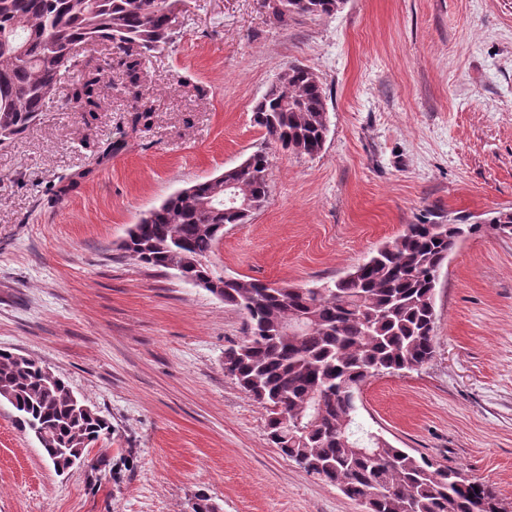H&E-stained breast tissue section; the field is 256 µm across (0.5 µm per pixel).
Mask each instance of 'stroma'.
Wrapping results in <instances>:
<instances>
[{"label":"stroma","mask_w":512,"mask_h":512,"mask_svg":"<svg viewBox=\"0 0 512 512\" xmlns=\"http://www.w3.org/2000/svg\"><path fill=\"white\" fill-rule=\"evenodd\" d=\"M82 56L108 84L98 112L50 109L0 145V349L63 376L132 449L119 480L57 475L0 406V512H185L204 488L222 512H364L269 444L261 406L224 374L242 316L175 271L120 248L175 190L264 142L252 109L293 63L328 93L316 157L271 148L269 198L214 249L218 271L304 285L343 276L425 216L482 223L435 293V356L370 379L377 435L493 484L512 512V0H344L273 24L261 0H188L175 42L149 57L133 104L109 46ZM113 144L111 156L97 150Z\"/></svg>","instance_id":"obj_1"}]
</instances>
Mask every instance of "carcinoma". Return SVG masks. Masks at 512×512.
<instances>
[{
    "instance_id": "obj_1",
    "label": "carcinoma",
    "mask_w": 512,
    "mask_h": 512,
    "mask_svg": "<svg viewBox=\"0 0 512 512\" xmlns=\"http://www.w3.org/2000/svg\"><path fill=\"white\" fill-rule=\"evenodd\" d=\"M185 0H0V145L59 103L96 112L104 100L100 66L77 48L115 50L124 92L141 97L145 63L175 41L171 6ZM273 20L329 16L339 0H262ZM77 79L61 92L67 70ZM270 143L314 157L328 135L326 88L291 64L252 109ZM270 156L260 147L245 166L179 190L142 214L122 250L156 270L187 280L220 277L210 260L224 225L243 224L269 196ZM247 200L245 215L230 200ZM512 236V211L489 220ZM481 224L407 225L362 264L322 285L224 277V303L245 320V336L224 351V375L257 401L269 442L304 471L337 485L365 512H508L496 488L456 466L380 441L359 421L363 384L414 371L434 356L435 291L457 242ZM0 400L18 429L35 437L54 468L87 456L110 438V422L83 409L67 381L40 362L0 350Z\"/></svg>"
}]
</instances>
